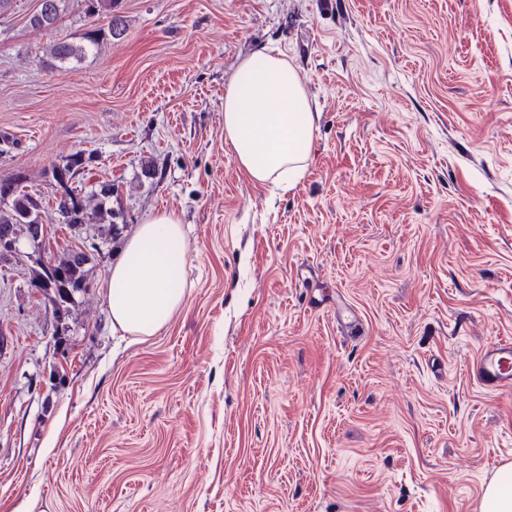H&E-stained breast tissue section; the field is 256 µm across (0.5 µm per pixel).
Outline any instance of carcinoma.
<instances>
[{"label": "carcinoma", "mask_w": 512, "mask_h": 512, "mask_svg": "<svg viewBox=\"0 0 512 512\" xmlns=\"http://www.w3.org/2000/svg\"><path fill=\"white\" fill-rule=\"evenodd\" d=\"M83 2L87 17L102 18L105 23L90 27L82 34L79 42L67 39L53 41L46 51L50 65L80 63L89 54L99 49L100 45L121 35L115 14L119 7V0H83ZM84 164L83 154L77 152L64 163L53 165L50 171V184L54 192L64 194L70 199V206L58 214V220L70 227L89 224L92 221L83 207L77 189L73 188L76 179L84 171ZM98 196L101 207L100 219L112 221L116 218V213L108 207L112 199V184L100 185ZM42 211L41 199L24 191L19 182L0 183V238L7 236L17 239L23 234L33 244L34 263L39 266V270L36 271L31 287L45 294H52L55 313L60 314L68 310V304L72 301L74 293L86 291L90 287L85 265L96 258L99 249L92 242L72 250L62 261H44L41 254L43 241L33 237L32 229L36 220L42 216Z\"/></svg>", "instance_id": "cac0c4a2"}]
</instances>
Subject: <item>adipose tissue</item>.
<instances>
[{"label": "adipose tissue", "mask_w": 512, "mask_h": 512, "mask_svg": "<svg viewBox=\"0 0 512 512\" xmlns=\"http://www.w3.org/2000/svg\"><path fill=\"white\" fill-rule=\"evenodd\" d=\"M314 116L284 56L245 60L224 91V138L252 180L293 187L312 150ZM186 231L169 213L154 215L126 241L110 270L112 330L143 340L161 332L183 304Z\"/></svg>", "instance_id": "ef3b65f1"}]
</instances>
